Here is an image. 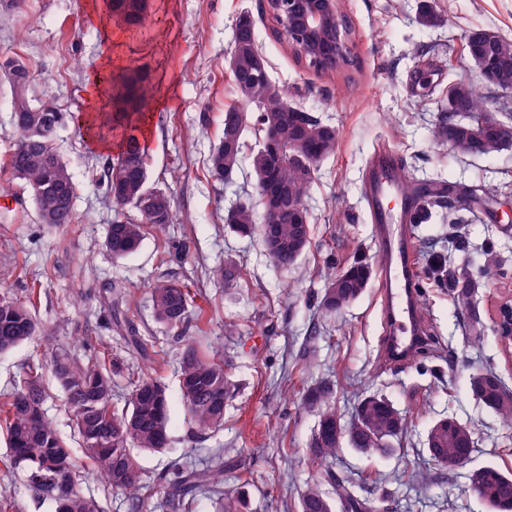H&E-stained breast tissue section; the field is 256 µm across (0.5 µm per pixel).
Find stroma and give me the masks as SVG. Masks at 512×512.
<instances>
[{
    "mask_svg": "<svg viewBox=\"0 0 512 512\" xmlns=\"http://www.w3.org/2000/svg\"><path fill=\"white\" fill-rule=\"evenodd\" d=\"M430 4L436 23L420 22ZM265 0H146L151 25L126 31L107 17L89 18L88 0H0V58L21 60L31 74L26 95L62 114L56 143L77 186L75 219L60 229L40 224L26 189L5 164L14 146V95L0 79V295L36 292L34 314L41 331L0 354V398L29 365H40L48 398L45 409L72 451L80 488L103 512H129L125 493L96 480L83 458L72 416L53 374L61 352L83 360L108 351L119 369L115 394L125 401L142 377H161L169 394L167 451L135 449L158 492L170 462H205L224 451V486L249 481V512H298L306 483L328 473L348 475L367 512L390 504L392 512H488L470 494L468 474L487 462L512 470V427L473 396V375L495 370L512 390V367L495 335L500 301L512 296V144L489 155L464 154L434 135L437 112L448 106V87L464 79L487 99V109L512 122V97L486 82L464 50L467 35L488 29L512 39V0H340L355 43L348 69L322 73L296 60L273 33ZM255 22L259 52L272 83L289 102L337 131L336 151L317 165L306 198L311 225L308 248L290 265L273 262L259 237L231 233L229 209L257 202L251 156L258 135L248 132L242 161L231 179L208 170L211 148L224 128V111L235 104L228 59L240 16ZM112 73L140 69L154 90L142 127L149 152L150 183L170 200L172 220L148 230L137 252L114 260L104 246L118 210L102 180L108 154L91 145L77 118L86 108L89 75L104 49ZM393 153L411 184L441 189L452 208L433 211L409 234L417 251L416 284L430 341L407 364L379 360L382 315L378 281L329 313L321 305L325 277L355 258L375 263L378 245L365 180L374 156ZM492 193H484V186ZM125 216L138 219L131 207ZM233 262L239 277L214 275ZM468 271L480 324L468 327L452 302L460 271ZM190 288L205 309L194 343L223 350L235 386L224 425L196 434L181 397L177 368L182 344L158 323L151 290L160 282ZM128 288L123 309L150 339L155 361L129 355L114 324L106 292ZM235 323L225 335V323ZM334 386V403L349 422L361 396L391 400L410 428L389 455H363L343 447L323 464L310 444L319 412L301 399L317 383ZM452 416L475 428L469 463L436 468L423 451L432 422Z\"/></svg>",
    "mask_w": 512,
    "mask_h": 512,
    "instance_id": "stroma-1",
    "label": "stroma"
}]
</instances>
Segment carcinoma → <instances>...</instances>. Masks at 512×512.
<instances>
[{"instance_id": "1", "label": "carcinoma", "mask_w": 512, "mask_h": 512, "mask_svg": "<svg viewBox=\"0 0 512 512\" xmlns=\"http://www.w3.org/2000/svg\"><path fill=\"white\" fill-rule=\"evenodd\" d=\"M109 16L127 27L139 25L145 0H108ZM467 55L474 61H491L485 80L503 91L512 92V40H491L482 33L472 35L466 44ZM229 69L234 90L247 112L233 105L224 111L223 136L211 149L208 162L213 177L224 180L238 169L243 147L242 137L251 124L266 126L268 118L278 122L264 131L278 150L254 154L252 171L262 205L257 213L250 204H240L226 216L232 232L250 237L258 234L272 260L286 266L307 248L310 239L308 211L304 200L314 182L317 163L336 151V128L288 103L275 89L256 42L254 22L248 15L239 18L233 30ZM0 70L10 80L18 110L12 119L15 146L8 157L13 176L31 191L41 223L55 227L74 220L73 200L77 188L55 143L56 126L62 115L47 112L26 97L30 73L22 61L7 58ZM112 87V95L101 101L97 111L84 115L85 125L109 126L120 131L122 149L107 163L103 184L120 208H138L140 196L150 191V213H140L137 222L122 216L110 225L106 248L116 258L134 254L143 239L146 225L163 229L171 220L167 196L149 185V155L142 144L139 126L132 116H145L150 109L152 88L144 83L138 70L112 77L110 70L94 72ZM448 110L435 119L438 138L451 140L463 153L491 154L512 143L509 124L496 113L483 111L484 103L475 95V85L460 81L449 88ZM371 266L354 260L326 282L322 306L328 312L341 309L366 288ZM454 304L468 318L478 321L472 293L460 288ZM155 319L177 331L184 342L180 356V391L188 417L199 432L224 424V408L235 387L225 370L224 354H202L186 336L191 327V292L176 284H160L152 289ZM38 332V322L30 308L10 297H0V354L7 353L31 339ZM128 350L143 360L152 359L144 340L129 334L124 337ZM115 365L106 357L91 355L85 361L58 355L54 376L73 413L83 455L96 477L111 488L126 492L132 512H143L142 468L132 453L134 448L160 451L169 447V401L167 388L157 378H144L134 385L128 405L122 409L112 403ZM472 393L504 422L512 424V392L499 375L484 371L472 377ZM333 388L327 383L310 387L303 404L320 408L319 421L311 443L312 455L325 461L336 457L348 444L361 453L394 451V442L408 429V420L389 400L366 395L358 403L351 421L344 425L336 407L330 403ZM45 390L41 375L27 373L0 403V425L5 428L7 464L10 472L21 471L31 491L51 501L54 512H102L99 501L76 489L77 470L69 448L44 412ZM474 427L454 417H441L428 429L424 448L438 466L451 470L470 459L474 452ZM224 450L213 454L209 465L197 468L172 464L171 476L154 508L163 512H192L196 494L218 496L216 512H242L248 493L241 489L226 492ZM468 490L486 503L491 512H512V472L497 464L473 469L468 476ZM336 497L346 502L352 512H361L347 481L334 479ZM299 512H333V504L321 484L305 487L299 500Z\"/></svg>"}]
</instances>
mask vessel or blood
Here are the masks:
<instances>
[{
    "label": "vessel or blood",
    "instance_id": "obj_1",
    "mask_svg": "<svg viewBox=\"0 0 512 512\" xmlns=\"http://www.w3.org/2000/svg\"><path fill=\"white\" fill-rule=\"evenodd\" d=\"M365 194L374 216L379 296L389 324L384 356L402 361L425 343L419 321L420 294L414 282V249L406 231L416 197L405 192L397 168L387 156L374 164ZM392 198L397 201L393 207L388 204Z\"/></svg>",
    "mask_w": 512,
    "mask_h": 512
}]
</instances>
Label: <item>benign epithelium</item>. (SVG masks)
Masks as SVG:
<instances>
[{"mask_svg": "<svg viewBox=\"0 0 512 512\" xmlns=\"http://www.w3.org/2000/svg\"><path fill=\"white\" fill-rule=\"evenodd\" d=\"M281 38L315 65L331 58L334 70L349 67L353 60L351 33L342 20L338 0H267ZM496 332L501 350L512 357V303L500 305Z\"/></svg>", "mask_w": 512, "mask_h": 512, "instance_id": "7a95c632", "label": "benign epithelium"}]
</instances>
